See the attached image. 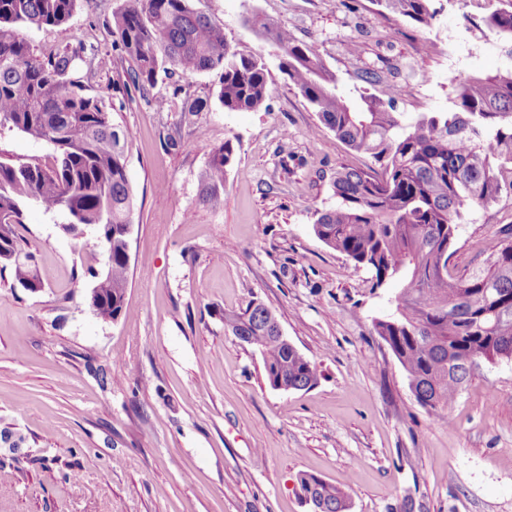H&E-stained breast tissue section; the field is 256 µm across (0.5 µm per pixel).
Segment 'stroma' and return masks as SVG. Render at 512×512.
Segmentation results:
<instances>
[{
  "instance_id": "1",
  "label": "stroma",
  "mask_w": 512,
  "mask_h": 512,
  "mask_svg": "<svg viewBox=\"0 0 512 512\" xmlns=\"http://www.w3.org/2000/svg\"><path fill=\"white\" fill-rule=\"evenodd\" d=\"M123 3L81 0L66 23L27 31L38 58L68 44L106 58L75 77L130 133L134 214L128 314L114 322L86 299V270L105 259L93 233L72 237L36 207L16 228L44 286L15 287L0 271V429L25 439L17 455L0 444V512H309L305 473L342 487L349 512H512V360L482 363L447 421L417 404L374 331L398 282L375 286L313 231L317 211L336 205V171L372 160L319 129L274 47L245 23L259 13L315 44L343 92L376 70L410 120L451 108L449 74L512 66L480 25L497 0H433L429 27L375 0H198L232 45L267 61L269 98L240 112L219 103L215 72L116 92L127 63L111 25ZM424 39L433 52H420ZM194 101L204 109L187 111ZM227 140L223 200L199 206L209 151ZM48 153L0 127L1 160L44 164ZM503 224L512 199L467 215L456 275L484 264ZM255 302L317 367L312 388L273 389L260 354L225 328V314Z\"/></svg>"
}]
</instances>
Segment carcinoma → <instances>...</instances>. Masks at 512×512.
<instances>
[{"mask_svg":"<svg viewBox=\"0 0 512 512\" xmlns=\"http://www.w3.org/2000/svg\"><path fill=\"white\" fill-rule=\"evenodd\" d=\"M79 2L0 0V126L52 150L47 165L0 161V267L10 269L21 287L41 286L16 226L31 205L61 212L66 232L112 238L104 269L87 274L98 288L100 313L116 320L127 314L130 135L113 122L102 99L71 78L86 62L83 45H66L39 60L23 32L65 23ZM374 2L424 26L437 15L432 0ZM498 2L482 24L512 45V0ZM246 24L273 44L280 72L317 112L321 127L373 160L367 171L336 172V207L316 212L313 230L355 267L372 271L376 285L401 282L396 314L376 321L374 329L405 370L415 401L441 420L481 363L512 360V225L468 277L450 269L458 224L469 211L512 197V68L450 77L452 108L408 121L396 110V87L370 91L375 70L363 72L366 86L352 99L339 90L336 73L314 44L258 13ZM112 34L129 61V83L142 93L161 72L219 70L217 97L225 110H256L269 95L264 58L233 47L224 27L193 0H125L112 16ZM233 153L228 140L211 149L200 177V205L221 201ZM276 324L262 303L224 316L232 334L258 350L272 388L312 387L316 366L280 339ZM300 490L321 512H347L346 492L315 475L302 476Z\"/></svg>","mask_w":512,"mask_h":512,"instance_id":"carcinoma-1","label":"carcinoma"}]
</instances>
